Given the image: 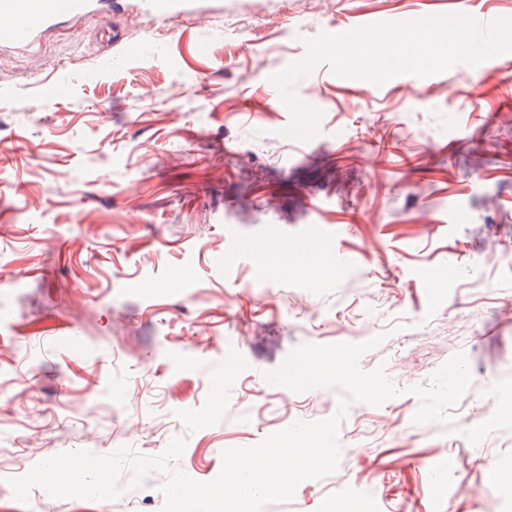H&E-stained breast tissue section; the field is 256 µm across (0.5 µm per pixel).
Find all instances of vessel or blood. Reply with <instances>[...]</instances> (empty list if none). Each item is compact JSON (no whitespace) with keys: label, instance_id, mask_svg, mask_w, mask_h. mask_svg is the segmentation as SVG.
<instances>
[{"label":"vessel or blood","instance_id":"vessel-or-blood-1","mask_svg":"<svg viewBox=\"0 0 512 512\" xmlns=\"http://www.w3.org/2000/svg\"><path fill=\"white\" fill-rule=\"evenodd\" d=\"M96 0H0V46H30L41 32L93 11ZM192 0H135L134 12L157 18L189 14Z\"/></svg>","mask_w":512,"mask_h":512}]
</instances>
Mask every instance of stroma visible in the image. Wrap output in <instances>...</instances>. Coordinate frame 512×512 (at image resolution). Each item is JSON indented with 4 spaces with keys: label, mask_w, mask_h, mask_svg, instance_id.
<instances>
[{
    "label": "stroma",
    "mask_w": 512,
    "mask_h": 512,
    "mask_svg": "<svg viewBox=\"0 0 512 512\" xmlns=\"http://www.w3.org/2000/svg\"><path fill=\"white\" fill-rule=\"evenodd\" d=\"M133 2L0 46V512H17L25 434L148 456L183 436L178 468L213 480L224 449L329 418L344 395L264 372L303 344L377 336L359 366L401 395L350 402L338 470L264 512H512V72L379 86L319 63L295 87L321 112L306 141L282 137L291 115L267 84L320 33L488 24L512 0H193L166 20ZM275 229L293 275L254 259ZM306 251L347 262L303 276ZM460 352L472 384L453 423H414L411 387ZM130 479L55 512H160L162 474Z\"/></svg>",
    "instance_id": "1"
}]
</instances>
